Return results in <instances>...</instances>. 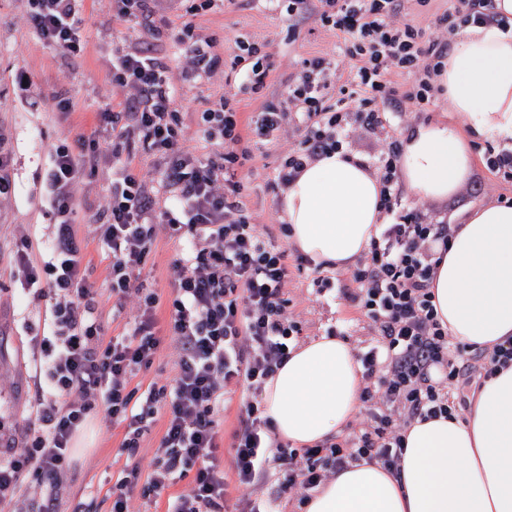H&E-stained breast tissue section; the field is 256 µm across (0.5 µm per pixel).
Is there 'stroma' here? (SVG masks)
Instances as JSON below:
<instances>
[{"mask_svg": "<svg viewBox=\"0 0 512 512\" xmlns=\"http://www.w3.org/2000/svg\"><path fill=\"white\" fill-rule=\"evenodd\" d=\"M184 0H161L157 15L174 24L191 23L196 34L214 40L213 51L224 59L223 67L211 74L181 77L183 55L165 25L156 32L119 23L113 0H85L86 48L72 56L44 46L28 25L25 0H0V139L10 163L8 173L15 185L11 197L0 201V331L8 341L0 347V421L25 426L33 420L31 396L35 390L40 351L33 338L49 332L51 315L46 302L30 298L24 267L16 260L22 239L32 247L28 257L42 264V247L51 235L54 217L44 198L46 173L56 145L74 139L80 132L94 133L100 144L112 139V129L100 121L102 112L122 101L124 94L112 85V58L150 46L153 56L166 62L176 75L178 106L187 107L185 138L189 150L207 157L215 142L203 139L197 125L198 112L214 107L229 91L227 60L235 55L237 39L265 45L272 76L261 93L243 92L244 114L279 104L288 96V84L300 69L302 59L322 55L343 68L356 60L343 51L335 31L309 19L291 26L274 0H215L211 9L186 13ZM287 140L253 146L251 172L245 192L253 223L280 224L278 168ZM487 142L474 146L468 183L478 187L473 196L456 194L429 202L435 220L460 223L463 215L479 203L496 202L498 196L512 198V183L499 181L486 164ZM112 186V161L100 158L94 169L84 170L76 186L78 226L102 209ZM181 250L178 242L159 235L141 274L145 286L160 296V325L169 320L172 297L170 265ZM293 310L306 326L308 338L326 335L329 328L342 330L353 350H360L365 337L359 329V314L336 291L316 294L310 276L294 278L290 285ZM121 426L101 417H91L74 443L71 478L60 501V512H75L85 504L89 512H112L110 488L130 473L133 458L122 446Z\"/></svg>", "mask_w": 512, "mask_h": 512, "instance_id": "1", "label": "stroma"}]
</instances>
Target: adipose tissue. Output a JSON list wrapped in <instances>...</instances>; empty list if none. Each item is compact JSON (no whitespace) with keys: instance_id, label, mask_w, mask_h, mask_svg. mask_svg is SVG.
<instances>
[{"instance_id":"obj_1","label":"adipose tissue","mask_w":512,"mask_h":512,"mask_svg":"<svg viewBox=\"0 0 512 512\" xmlns=\"http://www.w3.org/2000/svg\"><path fill=\"white\" fill-rule=\"evenodd\" d=\"M450 124H420L399 161L422 200L457 193L470 140H512V30L466 25L438 71ZM381 184L359 158L337 151L305 165L282 197L290 241L317 263L349 267L377 234ZM433 303L451 340L490 348L512 339V205L479 204L435 269ZM361 367L351 347L322 336L297 346L264 386L278 438L306 448L357 412ZM305 512H512V365L483 383L465 417L414 421L401 475L377 461L351 462L327 479Z\"/></svg>"}]
</instances>
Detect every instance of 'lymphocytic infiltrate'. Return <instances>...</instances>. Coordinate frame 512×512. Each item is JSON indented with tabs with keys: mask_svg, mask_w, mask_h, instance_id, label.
<instances>
[{
	"mask_svg": "<svg viewBox=\"0 0 512 512\" xmlns=\"http://www.w3.org/2000/svg\"><path fill=\"white\" fill-rule=\"evenodd\" d=\"M463 22L453 12L437 19L440 39L426 41L402 18L404 0H287L289 18L315 19L347 36L346 51L359 61L349 77L322 56L303 59L288 89V105L266 106L243 118L240 101L228 94L201 112L200 130L223 148L201 159L184 145V117L175 107L171 68L141 50L112 61V83L131 89L118 111L105 113L112 128V192L91 236L73 219L75 184L91 159L58 145L45 179V201L55 217L43 266L25 263L33 297L51 308V333L40 341L48 359L44 386L33 397L36 415L15 438L0 422V503L18 512H58L63 479L71 469L72 439L87 418L103 414L122 426V446L136 454L157 415L163 434L144 495H161L175 476L193 473L186 492L167 498V512H273L285 494L307 496L329 469L370 459L400 475L405 432L414 420L456 411L451 389L465 374L488 378L512 365V340L491 352L465 354L438 318L431 282L437 246L447 245L456 225L431 218L426 208H404L399 189L398 129L432 97V77L448 57L462 23H512L496 18L492 0H464ZM82 0H27V22L45 44L77 55L84 51ZM185 68L210 73L220 59L210 40L192 24L173 34ZM235 63L245 64L249 92L260 93L271 69L261 45L237 44ZM411 77L407 111L382 112L397 95L391 75ZM371 135L377 150L369 163L382 184L379 232L348 272L342 295L361 315L369 341L356 358L362 366L359 411L349 431L317 448L272 440V423L256 402H247L233 434V469L239 491L227 499L219 414L225 396L247 388L260 393L283 366L304 332L291 310L288 286L313 270L317 292L331 278L321 266L259 232L244 200L241 172L251 160L249 141L273 142L289 135L278 179L290 183L309 162L342 149L350 134ZM158 156L161 174L175 187L160 204L147 177L134 166L132 146ZM183 242L172 262L169 335L173 376L138 397L132 379L148 368L160 346L158 295L140 280L160 233ZM110 255L106 287H98L84 259L89 239ZM130 312L123 334L106 338L104 305ZM279 480H270L271 469ZM267 496H259L260 487Z\"/></svg>",
	"mask_w": 512,
	"mask_h": 512,
	"instance_id": "obj_1",
	"label": "lymphocytic infiltrate"
}]
</instances>
